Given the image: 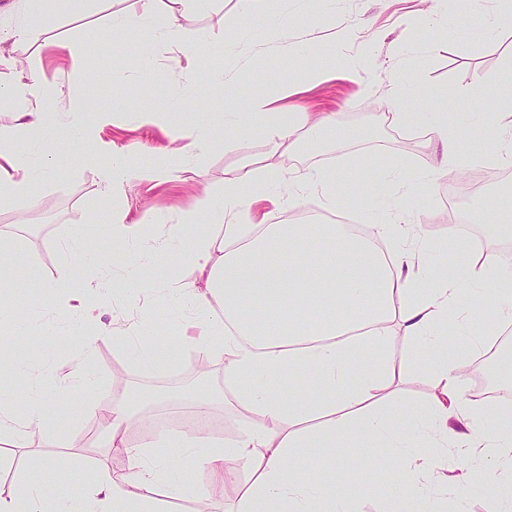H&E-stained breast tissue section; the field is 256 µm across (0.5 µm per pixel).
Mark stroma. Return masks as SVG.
<instances>
[{
	"instance_id": "35a3bbf8",
	"label": "stroma",
	"mask_w": 512,
	"mask_h": 512,
	"mask_svg": "<svg viewBox=\"0 0 512 512\" xmlns=\"http://www.w3.org/2000/svg\"><path fill=\"white\" fill-rule=\"evenodd\" d=\"M16 2L0 0V55L13 61L9 67L0 64V85L15 82L22 68L58 85L61 98L45 106L50 119L57 121L72 105L88 98L110 107L112 121L99 130L97 144L126 149L134 167L152 165L158 154L174 147L162 127L139 124L136 113L154 110L178 91L187 95L172 114L173 122L180 125L188 124L203 103L219 101L227 108H242L264 93L275 97L280 112L337 113L340 126L355 131L356 136L340 143L331 131H315L311 134L315 149L272 157L262 139L223 129L204 160L205 178H197L191 168L177 167L163 179L134 178L114 196L106 195L98 168L84 164L74 152L59 159L54 175L39 183L34 205L0 202V229L7 233L0 242V278L27 285L20 295L8 287L0 290V302L20 308L23 314L18 324L0 326V353L25 371L21 377L0 374V403L22 405L34 386H42L48 402L70 404L71 416L60 428L74 442L70 448H52L47 433L34 429L27 433L24 447L1 446L0 457L5 460L0 466L2 497L44 481L54 483L59 494L65 495L75 485L95 483L104 467L123 470L124 462L111 458L102 445L96 414L119 401L129 388L169 392V399L148 406L149 412L159 415L191 403L179 390L191 378V363L201 357L199 351L182 350L165 369L147 370L109 335L97 341L91 363L94 379L86 390L74 394L58 384V377L69 373L77 360L82 335L68 321L46 316L48 299L42 285L67 277V262L50 243L68 226L88 229L81 271L105 283L89 322L98 327L111 324L113 313L122 312L125 303L146 298L159 320L150 334L139 337V344L147 348L162 337L174 342L181 331L170 318L173 306L163 284L173 274L187 277L191 271L183 263L158 258L139 264L137 283L113 291L114 267L129 262L128 256L113 249V218L134 222L158 209L178 218L205 193H222L225 170L242 164L262 171L273 167L284 177L311 164L337 172L358 163L368 168L387 163L421 170L431 161L430 97L451 99L457 88L479 78L483 81L482 104L491 111L512 90L501 81L503 75L512 73V13L500 0H297L292 9L300 27L292 37L297 46L293 55L251 35L263 27L266 15L279 11V0H264L259 13L246 12L241 0H214L210 9L193 15L187 36L205 54L228 46L233 65L243 72L241 81L230 89L209 83L200 64L187 63L162 47L152 68L139 69L137 34L113 33L105 26L112 12L135 10L136 0H83L72 12L43 19L36 42L10 39L9 32L18 20ZM491 21L497 27L493 39L460 49L464 33ZM343 28L349 29L350 39L339 38ZM366 46L372 47L373 60L359 80H351L346 68ZM320 66L329 69V79L306 82V73ZM418 88L426 89L428 98H415ZM401 103L416 114L412 132L368 124V113L393 112ZM502 148V142L493 137L470 142L474 160L468 172L476 182L465 195L462 220H469L481 202L512 194V167L500 179L491 163ZM391 205L410 212L419 235L436 246L431 263L447 267L452 256L443 244L455 220L448 214L447 188L416 189L370 203L380 213ZM206 359L208 393L216 398L209 435L229 443L239 436L241 421L219 399L226 390L223 357ZM333 454L338 466H348L358 475L356 512H387L395 478L393 461L374 462L372 449L356 444L334 448ZM48 459L53 462L49 468L44 465Z\"/></svg>"
}]
</instances>
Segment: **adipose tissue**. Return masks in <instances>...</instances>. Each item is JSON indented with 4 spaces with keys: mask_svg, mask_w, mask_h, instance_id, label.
<instances>
[{
    "mask_svg": "<svg viewBox=\"0 0 512 512\" xmlns=\"http://www.w3.org/2000/svg\"><path fill=\"white\" fill-rule=\"evenodd\" d=\"M212 2L140 0L139 11L113 13L107 27L141 34L137 61L146 69L161 45L188 58L195 55V43L185 36L190 13ZM161 11L168 22L157 31L150 21ZM55 92L32 73L0 85V100L24 104L11 124L0 126V147L22 143L34 149L30 159L0 156L1 200L34 202L38 167L73 152L76 132L93 135L96 124L111 118L97 105H76L66 124L49 126L42 103ZM270 105V100L258 101L237 119L266 141L273 156L303 152L307 134L337 124L329 113L315 118L307 112L273 114ZM225 119L218 103L208 102L192 125L171 128L170 138L180 144L178 164L193 165L207 156ZM431 132L434 159L422 181L433 188L470 165L466 136L511 138L512 113H500L492 126L482 119L467 126L448 103L435 110ZM407 180L405 169L390 165L339 175L308 167L285 179L233 168L224 172L223 194L199 197L180 223L167 224L165 215H157L164 229L154 254H182L192 270L191 277L172 279L168 286L189 310L186 325L194 333L175 345L137 349L135 355L153 365L173 360L181 346L223 353L224 377L234 387L244 424L241 435L213 447L197 432L166 431L158 437L166 449L161 455L150 444L127 441L135 414L124 399L108 407L104 436L111 456L125 460V470L95 486L75 488L65 498L47 485L23 487L0 497V512H167L170 499L204 502L205 490L174 475L175 461L183 459L237 489L234 512H353V470H341L330 488L306 477L302 463L304 449L329 451L355 443L397 463L390 512H438L435 490L451 489L465 498L492 480L498 483L492 512H512V409L489 413L466 396L463 376L467 359L496 326L512 323V270L493 256L450 272L432 270L430 244L397 210L361 235L344 224H322L313 231L305 224L254 221L252 206L259 201L294 208L319 193L330 209L341 211L381 196L389 183ZM200 216L223 226V237L187 240L184 225ZM69 239L68 265L75 273L65 287L49 283L45 292L59 297L50 314L78 326L100 284L76 273L87 247L86 228L72 230ZM451 334L460 338V346L448 347ZM399 339L421 350L417 366L432 384L425 404L410 406L396 397L393 385L404 363L391 346ZM286 373L311 376L316 386L283 396L278 381ZM23 410L19 420L0 406V436L9 437L13 447H22L33 427L47 430L51 447H71L41 398L25 399ZM230 457L240 461V470L226 468ZM452 457L463 458V466L449 467Z\"/></svg>",
    "mask_w": 512,
    "mask_h": 512,
    "instance_id": "adipose-tissue-1",
    "label": "adipose tissue"
}]
</instances>
